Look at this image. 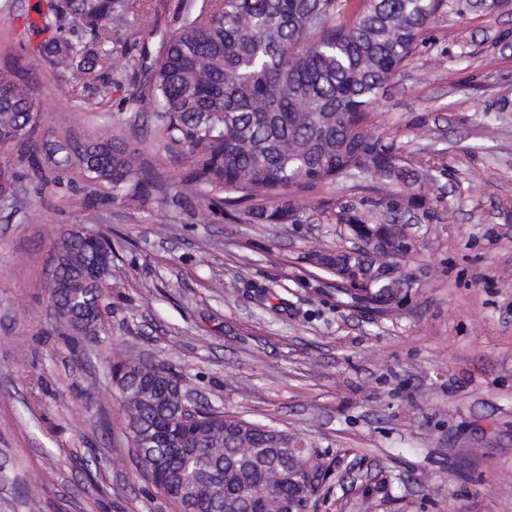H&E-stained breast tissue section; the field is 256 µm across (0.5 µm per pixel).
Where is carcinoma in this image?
I'll return each instance as SVG.
<instances>
[{"label":"carcinoma","mask_w":512,"mask_h":512,"mask_svg":"<svg viewBox=\"0 0 512 512\" xmlns=\"http://www.w3.org/2000/svg\"><path fill=\"white\" fill-rule=\"evenodd\" d=\"M354 18L341 0H198L195 12L162 43L147 83L133 93L141 112L155 113L160 147L182 153L187 168L174 186L155 173L144 148L118 134L75 138L64 126L53 140H34L33 100L22 56L0 65V144L27 146L58 170L130 202L171 189L249 224H299L298 197L356 174L387 186L356 202L322 201L330 224L358 229L379 251L404 256L389 229L405 207L431 217L422 194L426 178L394 142L367 133L370 108L384 84L413 57L419 40L447 0H364ZM28 27L48 35L39 53L86 89L112 69V32L128 16L153 25L151 0H47ZM69 16L91 34L62 37ZM52 247L58 279L44 284L47 301L75 336L97 341L104 331L112 243L98 233L81 240L64 233ZM343 274L354 302L384 314L397 294L391 270L358 250L323 255ZM112 383L126 411V433L142 476L176 512H275L279 501L310 508L325 473L306 484L288 480L293 441L278 428L221 410L185 414L184 379L166 366L141 367L116 356Z\"/></svg>","instance_id":"carcinoma-1"}]
</instances>
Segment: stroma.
Segmentation results:
<instances>
[{"mask_svg": "<svg viewBox=\"0 0 512 512\" xmlns=\"http://www.w3.org/2000/svg\"><path fill=\"white\" fill-rule=\"evenodd\" d=\"M38 2L0 0V61H32L37 137L63 117L82 138L151 145L154 116L132 92L190 0H152L156 33L116 27L107 96L72 95L36 57L23 20ZM371 130L434 175L433 218L406 227L412 285L383 315L308 260L350 247L317 206L349 189L304 197L301 223L246 224L193 197L131 205L66 174L44 183L0 148V512H174L131 455L108 370L118 351L315 446L329 476L313 512H512V0L437 15ZM74 225L112 239L99 343L70 337L41 288L52 241Z\"/></svg>", "mask_w": 512, "mask_h": 512, "instance_id": "obj_1", "label": "stroma"}]
</instances>
